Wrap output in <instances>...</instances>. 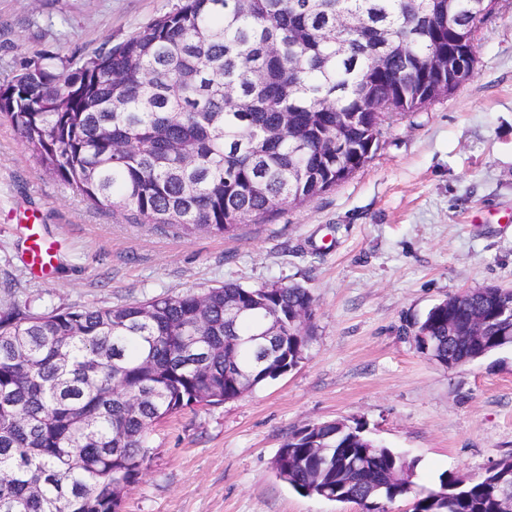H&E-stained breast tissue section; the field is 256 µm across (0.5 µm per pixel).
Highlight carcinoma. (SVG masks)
I'll return each instance as SVG.
<instances>
[{
    "label": "carcinoma",
    "instance_id": "carcinoma-1",
    "mask_svg": "<svg viewBox=\"0 0 512 512\" xmlns=\"http://www.w3.org/2000/svg\"><path fill=\"white\" fill-rule=\"evenodd\" d=\"M475 0H181L127 39L78 60L40 51L0 85V116L51 174L89 203L134 224L189 236H232L276 219L361 168L385 115L363 92L400 94L416 112L439 84L448 18L469 31ZM346 148L336 153V129ZM261 298L286 337L264 364L288 367L292 320L314 311L295 284L158 296L117 307L0 314V512H120L158 421L219 405L259 385L250 336L263 317L227 313ZM512 289L466 290L415 324L433 354L457 366L512 346L502 316ZM340 421L291 432L274 459L295 491L379 512L411 498L412 512H501L512 456L476 476L414 487L415 462Z\"/></svg>",
    "mask_w": 512,
    "mask_h": 512
}]
</instances>
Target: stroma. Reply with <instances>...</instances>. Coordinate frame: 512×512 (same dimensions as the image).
Returning a JSON list of instances; mask_svg holds the SVG:
<instances>
[{"instance_id":"1","label":"stroma","mask_w":512,"mask_h":512,"mask_svg":"<svg viewBox=\"0 0 512 512\" xmlns=\"http://www.w3.org/2000/svg\"><path fill=\"white\" fill-rule=\"evenodd\" d=\"M179 2L0 0V83L35 51L91 52ZM474 47V76L419 111L388 113L378 150L349 179L230 237L91 205L0 117V312L115 307L227 281L298 284L315 299L296 369L152 428L121 512H358L300 495L273 470L292 430L330 420L363 423L429 489L512 455V347L449 369L411 334L448 296L512 288V0H496ZM32 213L56 254L44 274L23 263Z\"/></svg>"}]
</instances>
